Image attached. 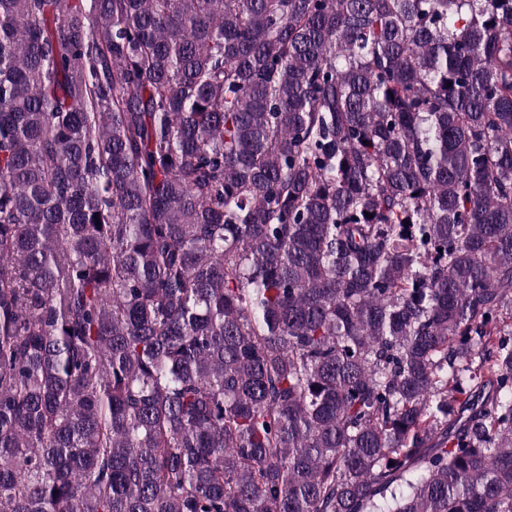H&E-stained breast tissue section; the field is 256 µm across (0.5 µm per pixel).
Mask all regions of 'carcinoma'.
I'll return each mask as SVG.
<instances>
[{
	"mask_svg": "<svg viewBox=\"0 0 512 512\" xmlns=\"http://www.w3.org/2000/svg\"><path fill=\"white\" fill-rule=\"evenodd\" d=\"M0 512H512V0H0Z\"/></svg>",
	"mask_w": 512,
	"mask_h": 512,
	"instance_id": "carcinoma-1",
	"label": "carcinoma"
}]
</instances>
